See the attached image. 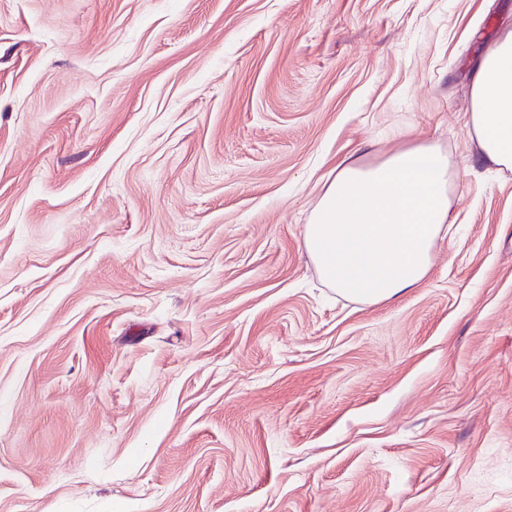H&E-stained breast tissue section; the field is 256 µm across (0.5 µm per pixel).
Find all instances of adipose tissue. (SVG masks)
Returning a JSON list of instances; mask_svg holds the SVG:
<instances>
[{
  "instance_id": "obj_1",
  "label": "adipose tissue",
  "mask_w": 512,
  "mask_h": 512,
  "mask_svg": "<svg viewBox=\"0 0 512 512\" xmlns=\"http://www.w3.org/2000/svg\"><path fill=\"white\" fill-rule=\"evenodd\" d=\"M466 126L477 160L512 170V29L479 55ZM460 178L448 153L428 142L372 163L344 158L305 226V248L323 282L364 303L396 300L419 287L451 229V194Z\"/></svg>"
}]
</instances>
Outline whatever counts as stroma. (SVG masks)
<instances>
[{
    "label": "stroma",
    "instance_id": "35a3bbf8",
    "mask_svg": "<svg viewBox=\"0 0 512 512\" xmlns=\"http://www.w3.org/2000/svg\"><path fill=\"white\" fill-rule=\"evenodd\" d=\"M512 0H0V512H512V171L465 114ZM465 172L364 304L345 157ZM461 178L448 153L417 142L367 163L344 158L305 225L304 244L323 282L344 298L397 300L427 279L451 229Z\"/></svg>",
    "mask_w": 512,
    "mask_h": 512
}]
</instances>
